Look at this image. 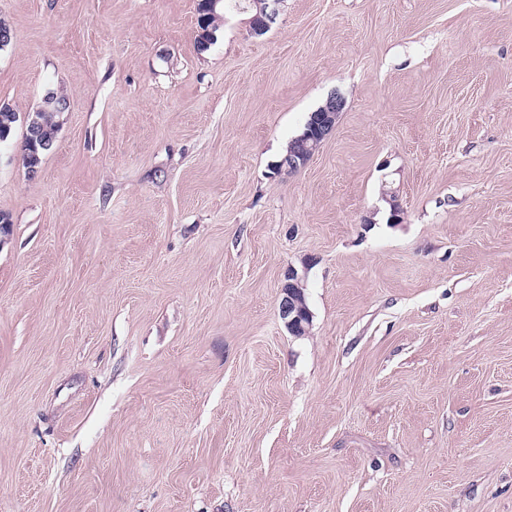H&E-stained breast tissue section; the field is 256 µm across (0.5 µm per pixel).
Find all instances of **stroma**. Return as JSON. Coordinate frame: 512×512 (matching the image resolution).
<instances>
[{
    "label": "stroma",
    "mask_w": 512,
    "mask_h": 512,
    "mask_svg": "<svg viewBox=\"0 0 512 512\" xmlns=\"http://www.w3.org/2000/svg\"><path fill=\"white\" fill-rule=\"evenodd\" d=\"M197 4L0 0V512H512V0ZM262 3H258V13L257 8L254 6H249L251 11V16L253 18L249 19V28L250 32L254 35H263V33L271 28V21L274 16L280 12V5L283 0H262ZM266 33V32H265ZM343 109V99L338 94L331 95L327 103L310 113L304 131L297 138L302 143L308 141H324L336 126L339 114ZM279 315L292 336L306 334L311 323V315L302 288L294 281L293 272H288V280L281 288Z\"/></svg>",
    "instance_id": "1"
}]
</instances>
